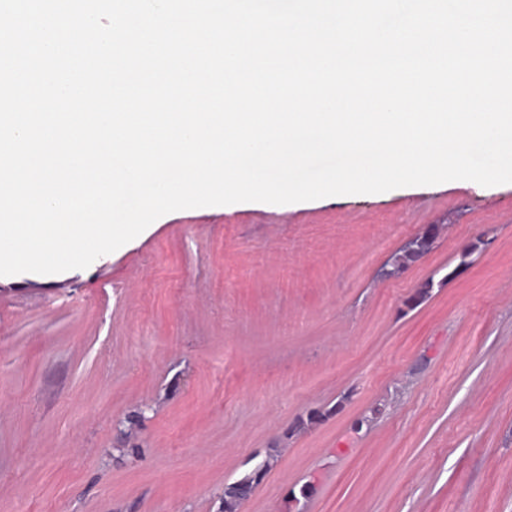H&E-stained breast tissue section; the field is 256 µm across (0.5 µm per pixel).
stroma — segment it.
<instances>
[{"label": "stroma", "instance_id": "1", "mask_svg": "<svg viewBox=\"0 0 512 512\" xmlns=\"http://www.w3.org/2000/svg\"><path fill=\"white\" fill-rule=\"evenodd\" d=\"M263 462L236 512H512V183L180 210L0 276V512H225Z\"/></svg>", "mask_w": 512, "mask_h": 512}]
</instances>
